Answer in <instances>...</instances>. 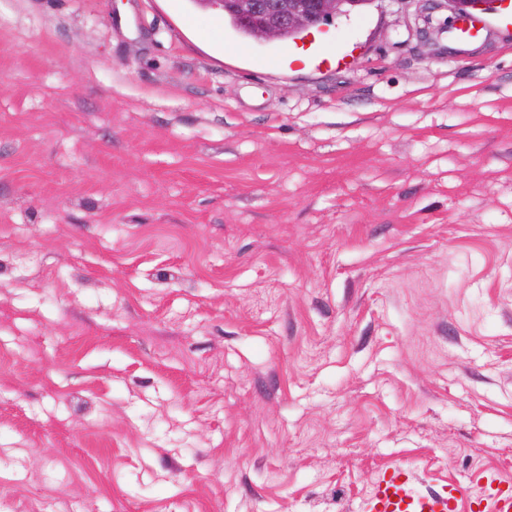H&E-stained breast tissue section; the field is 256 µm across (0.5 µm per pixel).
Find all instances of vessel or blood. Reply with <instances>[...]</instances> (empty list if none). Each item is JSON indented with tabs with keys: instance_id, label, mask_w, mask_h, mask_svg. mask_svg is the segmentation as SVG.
<instances>
[{
	"instance_id": "b4317fda",
	"label": "vessel or blood",
	"mask_w": 512,
	"mask_h": 512,
	"mask_svg": "<svg viewBox=\"0 0 512 512\" xmlns=\"http://www.w3.org/2000/svg\"><path fill=\"white\" fill-rule=\"evenodd\" d=\"M477 490L449 486L442 496L421 494L409 474L396 469L372 489L366 512H456L460 499H468L470 512H512V485L492 476L477 479Z\"/></svg>"
}]
</instances>
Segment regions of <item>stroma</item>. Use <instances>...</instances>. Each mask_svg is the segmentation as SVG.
Masks as SVG:
<instances>
[{"label": "stroma", "mask_w": 512, "mask_h": 512, "mask_svg": "<svg viewBox=\"0 0 512 512\" xmlns=\"http://www.w3.org/2000/svg\"><path fill=\"white\" fill-rule=\"evenodd\" d=\"M448 16L0 0V512L512 484V0ZM204 1L212 8L224 11L225 22L237 35L245 39L256 37L263 41L281 40L286 28L294 32L286 30L282 41L294 39L299 35L295 31H307L335 12L365 4H358L360 2L357 0H234L232 3L238 12L245 20L253 23L252 33L235 11L224 9V0ZM347 1L358 5L344 4Z\"/></svg>", "instance_id": "stroma-1"}]
</instances>
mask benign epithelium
<instances>
[{"mask_svg":"<svg viewBox=\"0 0 512 512\" xmlns=\"http://www.w3.org/2000/svg\"><path fill=\"white\" fill-rule=\"evenodd\" d=\"M347 0H233L245 20L253 23V34L263 41H279L284 29L307 31L323 18L338 13ZM456 19L493 0H438Z\"/></svg>","mask_w":512,"mask_h":512,"instance_id":"7a95c632","label":"benign epithelium"}]
</instances>
